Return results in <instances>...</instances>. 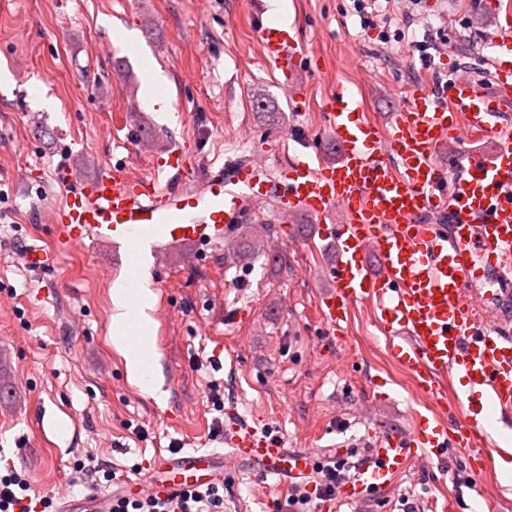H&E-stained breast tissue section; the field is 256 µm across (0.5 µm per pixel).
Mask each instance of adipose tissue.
Here are the masks:
<instances>
[{"label":"adipose tissue","instance_id":"ef3b65f1","mask_svg":"<svg viewBox=\"0 0 512 512\" xmlns=\"http://www.w3.org/2000/svg\"><path fill=\"white\" fill-rule=\"evenodd\" d=\"M150 295L148 276L144 273L136 278L121 276L112 283V328L117 335L136 336V345L125 347L123 355L130 378L149 393L155 390L152 379L154 347L149 334L152 323Z\"/></svg>","mask_w":512,"mask_h":512}]
</instances>
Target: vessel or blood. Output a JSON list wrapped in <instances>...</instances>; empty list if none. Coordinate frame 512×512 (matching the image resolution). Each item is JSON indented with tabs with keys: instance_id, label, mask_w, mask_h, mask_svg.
Wrapping results in <instances>:
<instances>
[{
	"instance_id": "vessel-or-blood-1",
	"label": "vessel or blood",
	"mask_w": 512,
	"mask_h": 512,
	"mask_svg": "<svg viewBox=\"0 0 512 512\" xmlns=\"http://www.w3.org/2000/svg\"><path fill=\"white\" fill-rule=\"evenodd\" d=\"M494 24L485 44L494 71L490 90L469 78L416 86L386 126L364 111L353 91L337 86L322 112L339 149L335 163L321 161L317 135L294 131L290 137L302 154L275 176L259 153L207 165L194 185L177 146L159 166L166 185L150 191L118 162L91 178L69 175L61 202L47 214L55 245L26 247V265L52 266L59 254L88 240L146 246L156 256L175 246L213 248L256 205L277 195L282 223L316 218L320 239L336 246L326 270L331 289L318 300L327 335H344L351 308L372 303L388 354L410 372L416 393L462 419L453 435L438 419L420 420L405 435H376L374 460L347 481L344 500L387 486L418 454L441 460L454 448L486 469L497 444L452 387L455 378L466 379L501 417H512V331L497 323L512 314V290L482 315L466 292L483 277L512 275V131L503 121L512 113V7L501 0ZM257 37L265 59L282 73V87L295 90L294 76L307 59L303 43L281 23L260 24ZM472 136L497 142L496 152L488 158L468 152ZM441 155L447 164L438 163ZM337 210L343 223L331 219ZM228 444L226 454L192 448L157 455L154 492L222 483L228 454L260 463L265 477L302 482L314 471L309 453L252 428L235 430ZM59 512H112V496L64 501Z\"/></svg>"
}]
</instances>
